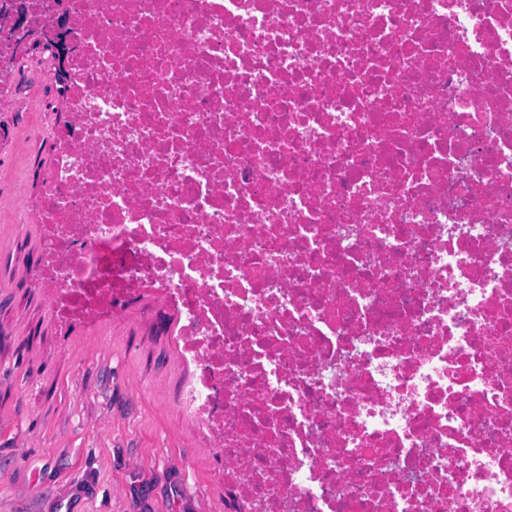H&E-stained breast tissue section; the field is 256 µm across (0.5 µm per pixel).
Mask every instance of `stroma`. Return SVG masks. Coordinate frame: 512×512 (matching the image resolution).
<instances>
[{"instance_id": "obj_1", "label": "stroma", "mask_w": 512, "mask_h": 512, "mask_svg": "<svg viewBox=\"0 0 512 512\" xmlns=\"http://www.w3.org/2000/svg\"><path fill=\"white\" fill-rule=\"evenodd\" d=\"M23 100L0 109V512H225L221 461L176 394L177 313L140 301L93 326L57 321L33 288L50 132L64 118L25 66Z\"/></svg>"}]
</instances>
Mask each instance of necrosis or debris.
<instances>
[{
	"instance_id": "4bbe7bcc",
	"label": "necrosis or debris",
	"mask_w": 512,
	"mask_h": 512,
	"mask_svg": "<svg viewBox=\"0 0 512 512\" xmlns=\"http://www.w3.org/2000/svg\"><path fill=\"white\" fill-rule=\"evenodd\" d=\"M61 1L34 286L177 312L226 512H512V0Z\"/></svg>"
}]
</instances>
